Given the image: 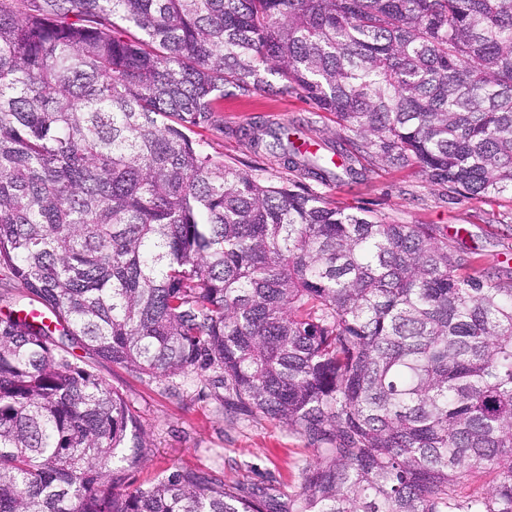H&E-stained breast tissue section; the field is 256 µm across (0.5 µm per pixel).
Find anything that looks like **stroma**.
I'll use <instances>...</instances> for the list:
<instances>
[{
	"mask_svg": "<svg viewBox=\"0 0 512 512\" xmlns=\"http://www.w3.org/2000/svg\"><path fill=\"white\" fill-rule=\"evenodd\" d=\"M260 119L304 125L307 138L318 142L346 135L308 97L288 94L225 97L220 112L196 128L194 137L224 163L267 182L288 181L291 171L274 159L253 155L234 134ZM304 184L347 211L364 210L391 224H428L437 234L457 236L460 246L475 254L477 276L512 279V195L462 197L432 185L415 166L371 164L353 179L324 185L308 178ZM88 362L105 384L123 393L150 445L144 464L116 485L115 493L148 488L159 472L178 468L216 471L244 491L260 489L282 502L299 490L301 468L314 457L312 442L277 423L225 408L210 374L161 381L105 359L92 356Z\"/></svg>",
	"mask_w": 512,
	"mask_h": 512,
	"instance_id": "stroma-1",
	"label": "stroma"
}]
</instances>
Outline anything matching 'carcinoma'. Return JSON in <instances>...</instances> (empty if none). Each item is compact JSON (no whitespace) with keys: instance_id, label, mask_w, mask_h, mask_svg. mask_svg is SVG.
<instances>
[{"instance_id":"carcinoma-1","label":"carcinoma","mask_w":512,"mask_h":512,"mask_svg":"<svg viewBox=\"0 0 512 512\" xmlns=\"http://www.w3.org/2000/svg\"><path fill=\"white\" fill-rule=\"evenodd\" d=\"M301 91L350 136L236 131L328 184L419 166L512 194V0H0V512H512V282L198 148L227 95ZM320 445L278 504L177 469L63 347ZM492 476L469 496L461 480Z\"/></svg>"}]
</instances>
